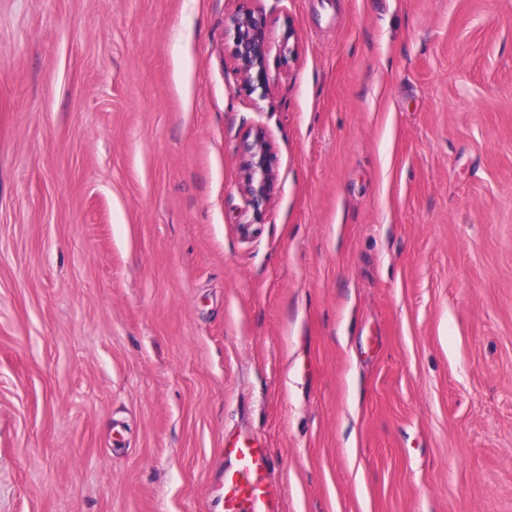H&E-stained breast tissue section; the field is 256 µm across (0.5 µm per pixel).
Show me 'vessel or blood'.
I'll use <instances>...</instances> for the list:
<instances>
[{
	"instance_id": "1",
	"label": "vessel or blood",
	"mask_w": 512,
	"mask_h": 512,
	"mask_svg": "<svg viewBox=\"0 0 512 512\" xmlns=\"http://www.w3.org/2000/svg\"><path fill=\"white\" fill-rule=\"evenodd\" d=\"M224 512H282L269 481L270 455L254 437L224 443Z\"/></svg>"
}]
</instances>
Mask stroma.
Masks as SVG:
<instances>
[{
    "instance_id": "obj_1",
    "label": "stroma",
    "mask_w": 512,
    "mask_h": 512,
    "mask_svg": "<svg viewBox=\"0 0 512 512\" xmlns=\"http://www.w3.org/2000/svg\"><path fill=\"white\" fill-rule=\"evenodd\" d=\"M237 433L283 512H512V0H0V512H224ZM225 36L236 71L251 92L267 89V58L271 51L269 23L262 12L241 9L230 18ZM242 160L243 191L247 210L255 217L268 208L275 193L273 147L262 132L248 133L239 143Z\"/></svg>"
}]
</instances>
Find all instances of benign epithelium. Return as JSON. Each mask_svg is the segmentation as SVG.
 Listing matches in <instances>:
<instances>
[{"label":"benign epithelium","instance_id":"benign-epithelium-1","mask_svg":"<svg viewBox=\"0 0 512 512\" xmlns=\"http://www.w3.org/2000/svg\"><path fill=\"white\" fill-rule=\"evenodd\" d=\"M226 40L236 71L250 91L266 90L267 58L271 51L267 16L251 9L240 10L227 24ZM239 153L247 209L259 217L275 193L273 147L263 133H249L240 141Z\"/></svg>","mask_w":512,"mask_h":512}]
</instances>
